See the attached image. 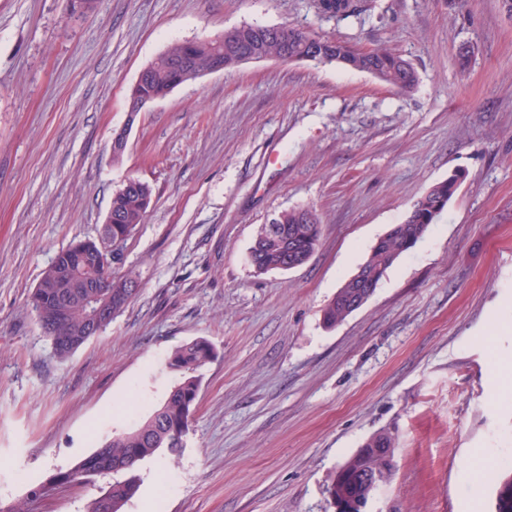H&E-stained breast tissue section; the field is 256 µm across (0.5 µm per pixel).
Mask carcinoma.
I'll list each match as a JSON object with an SVG mask.
<instances>
[{"instance_id":"carcinoma-1","label":"carcinoma","mask_w":512,"mask_h":512,"mask_svg":"<svg viewBox=\"0 0 512 512\" xmlns=\"http://www.w3.org/2000/svg\"><path fill=\"white\" fill-rule=\"evenodd\" d=\"M313 7L317 15L325 18L347 16L356 10L354 0H313ZM265 56H286L290 61L314 64L335 63L368 73L403 92L412 91L417 82L410 62L390 50H361L284 25L244 24L222 37L197 38L171 45L141 71L140 91L145 96L160 98L212 67L228 70ZM458 189V178L453 175L433 184L403 220L378 240L357 271L342 283L323 309L326 326L336 327L368 301L387 271L425 236ZM151 195L149 184L128 179L112 194V223L103 225L100 237L72 242L42 272L29 305L59 357L66 358L75 352L77 342L89 330L91 310L81 305L85 293H95L99 304H112L114 316L137 294L138 281L128 274L116 276L112 268L122 263L126 242L142 222ZM319 236L318 217L312 210L284 211L258 233L250 248V265L258 274L301 266L314 252ZM107 238L120 243L118 258L114 260L102 249ZM73 259L87 262L89 273L96 281L95 288H74L60 279V267ZM212 356L213 349L204 339L177 347L169 356L167 366L181 373V381L165 401L138 427L107 441L70 470L58 474L53 482L68 484L79 477L102 476L107 479L106 486L88 502L85 512H122L139 489V479L132 474L136 464L162 448L174 455L182 447L198 394L197 372ZM396 448L397 439L389 432L369 437L336 472L329 488L331 500H350L381 490L392 475L389 457Z\"/></svg>"}]
</instances>
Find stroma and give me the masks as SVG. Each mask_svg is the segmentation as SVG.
Returning <instances> with one entry per match:
<instances>
[{
  "label": "stroma",
  "mask_w": 512,
  "mask_h": 512,
  "mask_svg": "<svg viewBox=\"0 0 512 512\" xmlns=\"http://www.w3.org/2000/svg\"><path fill=\"white\" fill-rule=\"evenodd\" d=\"M361 3L326 19L311 0H0V512H84L103 479L51 477L160 404L179 380L168 355L198 338L216 356L183 447L138 463L123 512H334L337 470L380 431L399 447L370 512H497L512 478V17L501 0ZM245 23L393 49L417 84L268 58L130 116L168 46ZM457 170L436 224L325 328L379 237ZM130 177L153 188L118 268L139 292L59 358L29 296L60 250L98 238ZM299 207L320 221L314 254L255 274L258 230Z\"/></svg>",
  "instance_id": "35a3bbf8"
}]
</instances>
